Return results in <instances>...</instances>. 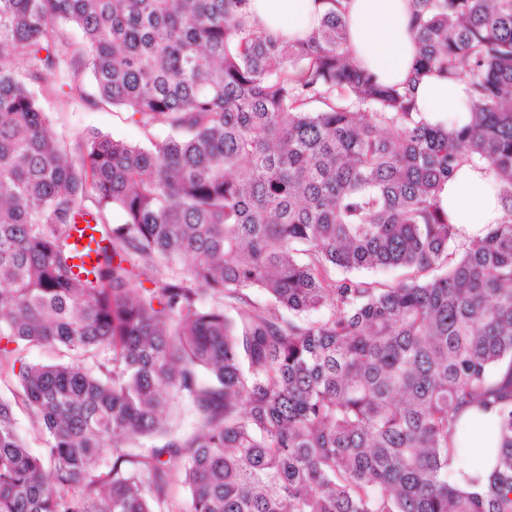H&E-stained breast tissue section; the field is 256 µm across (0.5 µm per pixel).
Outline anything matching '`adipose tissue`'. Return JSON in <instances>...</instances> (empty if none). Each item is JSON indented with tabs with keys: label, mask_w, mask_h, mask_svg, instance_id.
Instances as JSON below:
<instances>
[{
	"label": "adipose tissue",
	"mask_w": 512,
	"mask_h": 512,
	"mask_svg": "<svg viewBox=\"0 0 512 512\" xmlns=\"http://www.w3.org/2000/svg\"><path fill=\"white\" fill-rule=\"evenodd\" d=\"M349 20V45L355 57L380 81H405L415 53L409 26L408 0H343ZM260 19L272 30L290 38L304 36L324 12L322 0H252ZM417 108L430 122L463 118L468 110L465 82H451L438 74L423 76L415 89ZM442 204L464 238L479 235L485 225L496 223L501 203L493 177L482 170L463 168L449 180L441 194ZM471 449L469 474L487 475L485 451L494 445L491 414L475 409L460 419Z\"/></svg>",
	"instance_id": "ef3b65f1"
}]
</instances>
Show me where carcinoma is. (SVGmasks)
<instances>
[{"label":"carcinoma","mask_w":512,"mask_h":512,"mask_svg":"<svg viewBox=\"0 0 512 512\" xmlns=\"http://www.w3.org/2000/svg\"><path fill=\"white\" fill-rule=\"evenodd\" d=\"M325 2L289 40L251 0H0V368L48 442L0 397V512H162L176 483L182 512H512V0H409L396 85ZM431 72L464 122L417 112ZM48 98L168 135L58 138ZM465 166L502 215L451 251ZM466 408L494 417L476 492ZM419 112L430 122L448 123L453 118H463L469 112L468 87L464 81L448 82L434 73L425 75L415 89ZM16 388L11 371L4 367L0 375V396L12 399L17 425L28 447L35 453L43 454L46 448L45 437L36 429L33 424V416L22 401L17 399V403H14L10 390H16Z\"/></svg>","instance_id":"carcinoma-1"}]
</instances>
